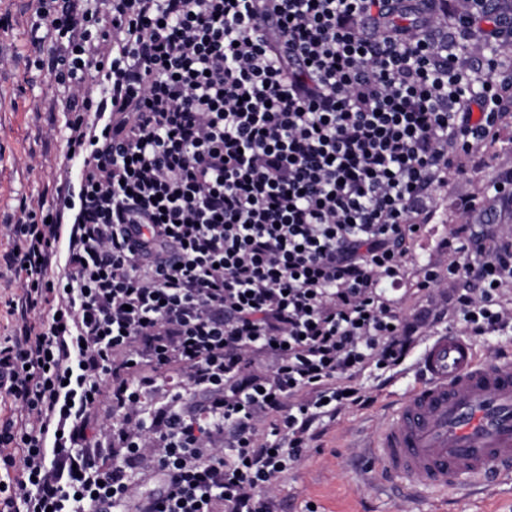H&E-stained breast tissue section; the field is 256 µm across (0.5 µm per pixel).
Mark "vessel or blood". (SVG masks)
Returning <instances> with one entry per match:
<instances>
[{
    "mask_svg": "<svg viewBox=\"0 0 512 512\" xmlns=\"http://www.w3.org/2000/svg\"><path fill=\"white\" fill-rule=\"evenodd\" d=\"M420 383L378 432L372 457L383 481L446 493L512 480V354L482 356L456 332L431 336Z\"/></svg>",
    "mask_w": 512,
    "mask_h": 512,
    "instance_id": "b4317fda",
    "label": "vessel or blood"
}]
</instances>
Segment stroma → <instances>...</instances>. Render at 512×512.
Returning <instances> with one entry per match:
<instances>
[{"mask_svg":"<svg viewBox=\"0 0 512 512\" xmlns=\"http://www.w3.org/2000/svg\"><path fill=\"white\" fill-rule=\"evenodd\" d=\"M34 6L35 0H0V12L11 16L10 27L0 29V48L9 55L0 67V222L16 217L22 195L55 189L61 175L77 170L76 162L65 157L62 138L54 139L50 151L42 149L46 115L38 106L53 88L28 66ZM33 154L43 161L34 169L28 166ZM511 168L512 114L496 139L479 153L460 157L445 182L435 187L422 230L409 246L401 284L389 295L391 305L413 319L431 304L447 303L449 286L430 296L418 292L421 269L427 264L447 265L444 243L457 225L512 228V201L495 193L496 184ZM432 334L430 325H421L402 365L383 374L368 370L360 375L358 383L371 396V404L347 409L321 427L305 458L272 491L279 512H512V484L497 485L479 497L463 488L447 496H414L382 483L359 463L386 417V401L403 397L416 386L415 362Z\"/></svg>","mask_w":512,"mask_h":512,"instance_id":"obj_1","label":"stroma"}]
</instances>
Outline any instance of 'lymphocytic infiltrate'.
<instances>
[{
    "label": "lymphocytic infiltrate",
    "mask_w": 512,
    "mask_h": 512,
    "mask_svg": "<svg viewBox=\"0 0 512 512\" xmlns=\"http://www.w3.org/2000/svg\"><path fill=\"white\" fill-rule=\"evenodd\" d=\"M472 23L450 0H36L82 165L0 225V512H277L318 428L369 405L357 377L405 360L408 244L512 110V17L480 44ZM451 240L419 280L454 287L432 323L511 329L512 237Z\"/></svg>",
    "instance_id": "lymphocytic-infiltrate-1"
}]
</instances>
